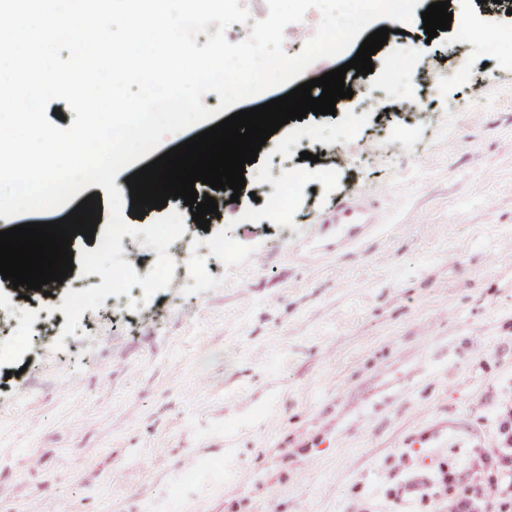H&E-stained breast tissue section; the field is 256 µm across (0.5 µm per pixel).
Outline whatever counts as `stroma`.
<instances>
[{
  "instance_id": "1",
  "label": "stroma",
  "mask_w": 512,
  "mask_h": 512,
  "mask_svg": "<svg viewBox=\"0 0 512 512\" xmlns=\"http://www.w3.org/2000/svg\"><path fill=\"white\" fill-rule=\"evenodd\" d=\"M431 2L335 114L267 140L238 201L213 191L208 229L180 199L140 219L105 198L67 283L0 279V344L22 311L31 352L0 371V512H445L440 466L472 479L512 414V47L495 38L512 0H450L467 45L424 41ZM400 63L428 110L376 94ZM294 172L283 223L251 195ZM360 195L385 221L337 247L323 221ZM118 224L130 236L99 253ZM224 238L228 258L208 248ZM132 257L150 286L119 307L102 282Z\"/></svg>"
}]
</instances>
